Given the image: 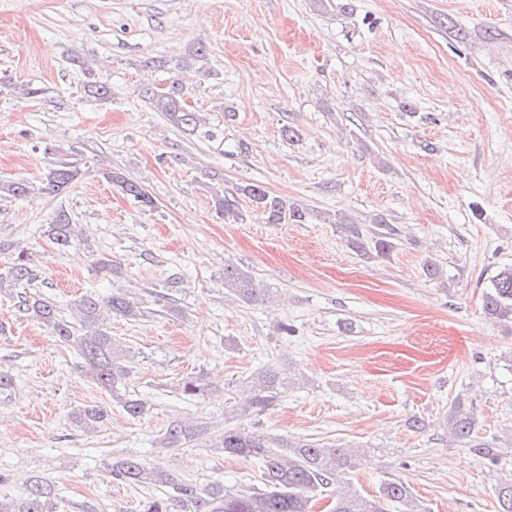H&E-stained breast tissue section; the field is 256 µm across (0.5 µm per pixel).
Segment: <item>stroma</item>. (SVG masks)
Segmentation results:
<instances>
[{"mask_svg":"<svg viewBox=\"0 0 512 512\" xmlns=\"http://www.w3.org/2000/svg\"><path fill=\"white\" fill-rule=\"evenodd\" d=\"M205 46L210 75L190 72L189 105L219 132L206 140L152 109L144 90ZM102 63L112 96L85 95L74 57ZM42 88L0 98V180L41 181L52 144L86 176L59 197L0 196V241L31 248V292L69 314L86 293L124 288L143 315L111 321L134 356L129 416L89 381L80 356L12 298L0 297V494L36 475L59 512H138L144 491L106 466L135 457L197 485L262 489L258 461L211 448L225 426L359 449L349 487L402 482L425 512H497L512 478V333L482 312L484 282L512 265V0H0V76ZM299 137L283 139V128ZM143 181V208L100 175ZM257 183L309 208L303 224H265L251 202L225 223L210 186ZM81 232L55 248L54 211ZM325 213L359 224L384 215L396 245L367 259ZM104 256L121 267L99 270ZM443 270L429 278L424 265ZM247 269L270 296L246 304L224 268ZM272 365L290 382L277 405L232 413L251 376ZM211 395L187 399L183 377ZM472 402L495 464L449 439L456 398ZM106 407L94 433L70 417ZM208 439L163 448L168 423ZM177 389L182 396L193 399L208 395L212 391V386L206 376L197 374L182 379Z\"/></svg>","mask_w":512,"mask_h":512,"instance_id":"35a3bbf8","label":"stroma"}]
</instances>
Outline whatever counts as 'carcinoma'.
<instances>
[{
    "label": "carcinoma",
    "instance_id": "obj_1",
    "mask_svg": "<svg viewBox=\"0 0 512 512\" xmlns=\"http://www.w3.org/2000/svg\"><path fill=\"white\" fill-rule=\"evenodd\" d=\"M208 53L199 46L179 57L174 68L178 71L206 68ZM74 64L83 77L84 89L100 97L110 95V87L101 80L98 66L88 60L76 59ZM43 90L30 83H17L8 77L0 78V97L19 100L36 99ZM152 108L162 113L168 121L188 131L212 139L216 133L201 114L185 104L187 88L178 79L151 86L146 90ZM55 155L41 184L30 185L24 179L1 180L0 194L26 197L36 191L46 195H60L78 181L85 169L81 160L64 151L47 146ZM102 177L135 202L151 208L155 201L145 187L129 178L122 170L104 168ZM237 193L248 197L254 211L267 224H302L309 218V211L299 203H290L259 184L241 185ZM212 207L224 219H239L235 198L215 183L210 187ZM330 224H337L346 232V238L362 256H386L393 248V228L377 215L371 226L364 228L343 217H324ZM47 237L64 248L76 236V225L70 215L61 210L47 224ZM33 255L27 247L11 252L9 266L0 272V296H16L23 310L40 325L50 330L58 340L75 349L83 360L85 376L102 390L121 400L123 409L131 416L143 414L146 402L126 397L130 377V359L116 343L107 326L112 317L135 320L141 316L140 302L122 290L101 298L86 294L74 303L71 318L60 314V308L40 296H29L17 287L33 278ZM224 287L248 303L266 300V291L260 288L252 274L240 267H224ZM483 310L490 321L512 331V265L498 269L488 279L483 294ZM287 380L282 373L267 367L255 373L238 410L264 411L277 404ZM178 390L182 396L193 399L212 391L206 376L197 374L181 380ZM108 417L100 405H84L71 414L72 420L85 431H95ZM446 425L450 439L463 444L479 459L494 463L498 459L495 444L478 436L479 426L475 408L458 398L454 401ZM204 429L191 421L175 419L169 422L159 440L163 448H176L198 440ZM219 449L230 456L255 458L262 463L264 489L247 492L231 489L224 481L216 479L198 486L162 467H148L135 457H122L107 467L112 481L143 488L168 489L164 497L148 496L141 500L139 512H312L313 501L318 496H328L332 484L357 467L355 456L348 449L334 443H320L307 439H285L269 432H252L239 427L224 428ZM54 485L40 478L25 483L19 497L0 495V512H56ZM498 512H512V481L497 490ZM403 505L401 512H424L412 501L407 487L399 482H384L373 498L356 491H344L328 504V512H384L389 503Z\"/></svg>",
    "mask_w": 512,
    "mask_h": 512
}]
</instances>
